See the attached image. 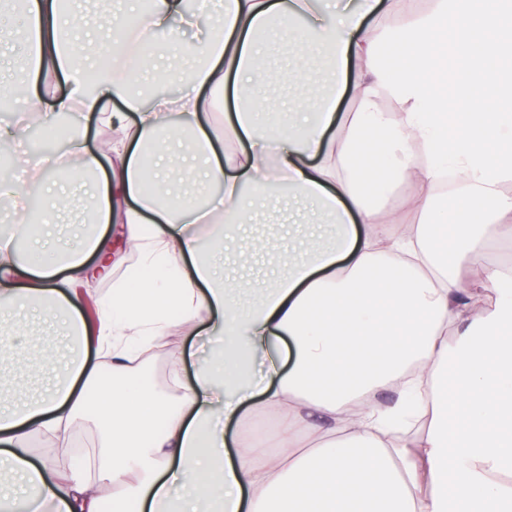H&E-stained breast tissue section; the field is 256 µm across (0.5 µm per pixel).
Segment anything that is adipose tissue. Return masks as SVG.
Returning <instances> with one entry per match:
<instances>
[{
	"label": "adipose tissue",
	"instance_id": "ef3b65f1",
	"mask_svg": "<svg viewBox=\"0 0 512 512\" xmlns=\"http://www.w3.org/2000/svg\"><path fill=\"white\" fill-rule=\"evenodd\" d=\"M213 9L220 24L194 54L159 42L160 32L196 27ZM392 9L388 0L341 14L335 0H197L190 11L183 0H154L146 62L122 79L98 69L88 85L91 52L123 45L132 24L116 19L100 38L78 41V16L63 15L57 0H27L28 72L48 68L71 84L48 107L31 95L30 112L50 123L94 111L125 132L107 151L90 149L83 128L69 135L66 154L91 174L94 198V230L79 247L49 245L55 165L25 159L28 181L10 186L16 201L31 181L47 193L38 222L0 231V368L27 352L15 327L22 315L63 314L83 345L65 378L0 405V467L20 480L27 512H512V263L485 266L496 298L478 310L462 277L493 241L512 239L501 224L512 216L502 188L512 180V0L491 10L480 0H435L402 24ZM369 15L381 26L364 28ZM267 34L294 55L327 59L334 84L316 111L264 120L260 89L277 80L263 65ZM177 59L181 91L143 99L135 77ZM347 90L360 110L340 122L336 102ZM228 94L234 114L219 134L206 120ZM383 95L399 113L378 109ZM113 99L119 110L101 111ZM183 131L203 178L221 187L201 204L165 189L180 154L147 160L160 134ZM414 140L429 164L406 204L427 220L401 232L383 192L389 176H411ZM444 171L462 176L458 208L437 204ZM278 181L311 205L315 227L339 233L333 247L288 255L287 275L253 309L246 289L200 252L204 239L242 224L246 189ZM114 239L138 259L92 331L71 286L110 275ZM206 316L212 349L192 385L171 398L137 383L133 362L146 342ZM384 391L392 403L379 402ZM418 399L431 419L412 450L394 442L388 422ZM261 407L277 421L278 453L252 442L228 454L226 423ZM89 415L102 428L94 478L31 461L35 436L50 432L66 445L72 422ZM104 487L111 498L100 496Z\"/></svg>",
	"mask_w": 512,
	"mask_h": 512
}]
</instances>
